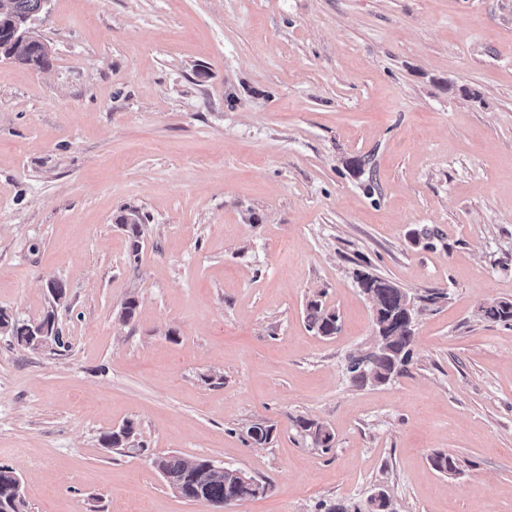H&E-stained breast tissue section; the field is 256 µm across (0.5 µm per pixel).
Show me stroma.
<instances>
[{
  "instance_id": "35a3bbf8",
  "label": "stroma",
  "mask_w": 512,
  "mask_h": 512,
  "mask_svg": "<svg viewBox=\"0 0 512 512\" xmlns=\"http://www.w3.org/2000/svg\"><path fill=\"white\" fill-rule=\"evenodd\" d=\"M31 28L49 68L0 59V309L69 347L0 332L27 512H512V327L478 316L512 300V0H48ZM359 268L421 308L379 387L347 371ZM128 420L143 453L100 442ZM173 452L271 488L187 501ZM304 311L306 326L315 335L323 337L336 335L339 330V317L334 310L327 308L321 299L310 298ZM9 333L16 344L27 349H37L47 343L57 347L65 346L63 337L55 326L54 317L48 314L41 322L31 324L14 319L4 311H0V331ZM295 426L309 436L317 447L330 448L334 436L322 425L304 417H298L294 420Z\"/></svg>"
}]
</instances>
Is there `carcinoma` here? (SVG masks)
<instances>
[{
  "label": "carcinoma",
  "mask_w": 512,
  "mask_h": 512,
  "mask_svg": "<svg viewBox=\"0 0 512 512\" xmlns=\"http://www.w3.org/2000/svg\"><path fill=\"white\" fill-rule=\"evenodd\" d=\"M45 0H12L13 19L18 22L31 20L44 8ZM4 55L14 62L45 69L49 67L50 55L42 51L40 43L29 40L24 44L13 43L4 51ZM132 242V253L138 255L141 236V217L131 211L117 219ZM356 281L372 304L373 325L380 332L377 342L380 347L373 353H361L349 359L347 371L354 384L359 386H382L403 374L413 357L415 341L416 309H407L410 298L391 280L366 270L355 272ZM482 319L491 322L512 323V301H493L480 310ZM304 319L307 328L323 337L336 335L339 330V317L335 311L327 308L321 299L308 300ZM0 331H4L16 344L27 349H37L47 343L61 348L65 346L63 337L55 326L54 317L47 315L41 322L31 324L17 320L4 311H0ZM295 426L309 436L316 446L330 448L334 436L319 423L298 417ZM273 428L255 423L247 429V437L255 444L269 442ZM136 425L128 421L125 425L101 437L106 448H124L133 452L135 448H144L136 443ZM434 470L443 474L459 471L457 460L447 453L438 451L429 457ZM154 467L167 479L168 484L176 485L179 495L190 501H204L215 507L229 503L242 502L258 497L250 484L241 481L240 470L223 468L221 472L211 470L212 462L203 458H189L178 453L167 454L152 460ZM20 483L18 474L7 465H0V512H27L24 496L17 493Z\"/></svg>",
  "instance_id": "cac0c4a2"
}]
</instances>
